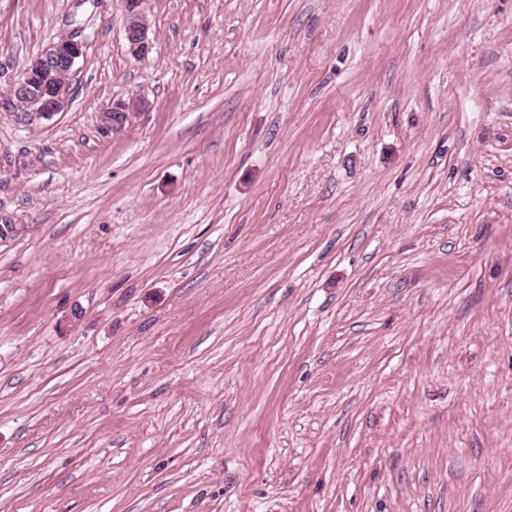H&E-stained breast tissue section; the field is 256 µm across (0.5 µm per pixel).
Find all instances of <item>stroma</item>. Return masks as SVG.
Returning a JSON list of instances; mask_svg holds the SVG:
<instances>
[{"instance_id": "obj_1", "label": "stroma", "mask_w": 512, "mask_h": 512, "mask_svg": "<svg viewBox=\"0 0 512 512\" xmlns=\"http://www.w3.org/2000/svg\"><path fill=\"white\" fill-rule=\"evenodd\" d=\"M146 12L0 0V512H512V0ZM148 0H123L125 8L124 39L128 52L135 58H144L150 52L148 21L144 4ZM85 47L78 33H70L50 42L20 68L0 56V111L25 128H35L63 111L70 98L71 73ZM143 102L137 96L113 98L112 102L97 113V128L103 137L121 132L138 113Z\"/></svg>"}]
</instances>
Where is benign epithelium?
I'll use <instances>...</instances> for the list:
<instances>
[{
  "label": "benign epithelium",
  "mask_w": 512,
  "mask_h": 512,
  "mask_svg": "<svg viewBox=\"0 0 512 512\" xmlns=\"http://www.w3.org/2000/svg\"><path fill=\"white\" fill-rule=\"evenodd\" d=\"M147 0H123L125 8L124 39L128 52L143 58L150 52L148 21L144 10ZM85 40L77 33L60 36L39 54L16 68L0 59V111L14 122L35 128L63 111L70 98V76L84 55ZM142 101L136 96L118 97L97 113L96 122L104 137L121 132L136 115ZM28 231L21 224L0 214V246L20 238Z\"/></svg>",
  "instance_id": "1"
}]
</instances>
